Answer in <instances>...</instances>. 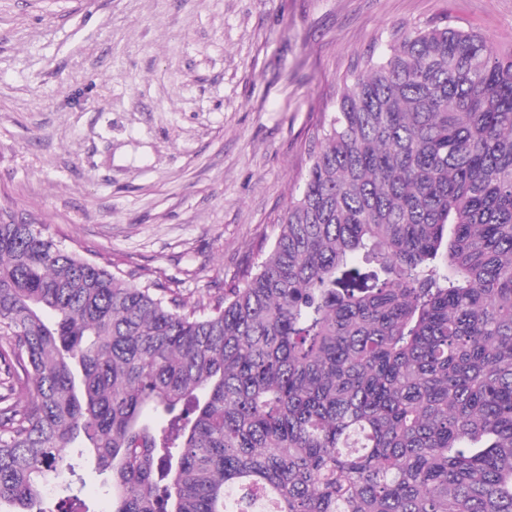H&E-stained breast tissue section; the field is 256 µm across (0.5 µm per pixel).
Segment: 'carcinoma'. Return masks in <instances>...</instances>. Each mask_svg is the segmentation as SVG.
Returning a JSON list of instances; mask_svg holds the SVG:
<instances>
[{"mask_svg":"<svg viewBox=\"0 0 512 512\" xmlns=\"http://www.w3.org/2000/svg\"><path fill=\"white\" fill-rule=\"evenodd\" d=\"M308 155L213 305L0 206V512H512V48L400 35ZM84 496L93 504L97 512H112V496L101 487L98 477L89 470L84 471Z\"/></svg>","mask_w":512,"mask_h":512,"instance_id":"1","label":"carcinoma"}]
</instances>
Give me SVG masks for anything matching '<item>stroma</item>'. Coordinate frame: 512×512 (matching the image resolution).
Instances as JSON below:
<instances>
[{
  "mask_svg": "<svg viewBox=\"0 0 512 512\" xmlns=\"http://www.w3.org/2000/svg\"><path fill=\"white\" fill-rule=\"evenodd\" d=\"M512 0H0V203L193 303L257 269L354 64Z\"/></svg>",
  "mask_w": 512,
  "mask_h": 512,
  "instance_id": "stroma-1",
  "label": "stroma"
}]
</instances>
